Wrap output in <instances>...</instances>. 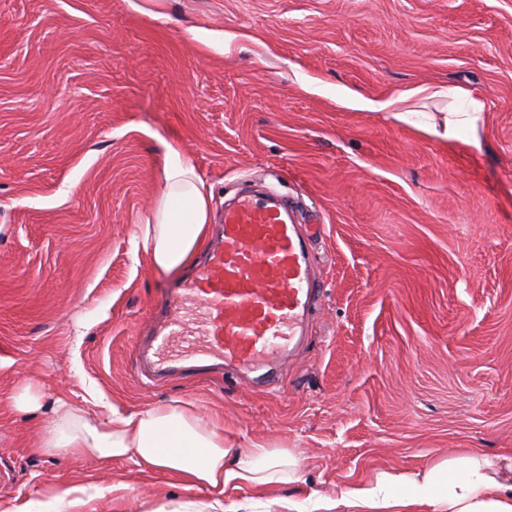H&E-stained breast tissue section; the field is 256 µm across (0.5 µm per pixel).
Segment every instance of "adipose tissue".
<instances>
[{"instance_id":"1","label":"adipose tissue","mask_w":512,"mask_h":512,"mask_svg":"<svg viewBox=\"0 0 512 512\" xmlns=\"http://www.w3.org/2000/svg\"><path fill=\"white\" fill-rule=\"evenodd\" d=\"M414 99L440 100L433 114L409 109ZM339 106L352 110L388 112L425 136L478 150L483 146L486 105L459 86L417 85L384 100L343 93ZM213 187L192 159L166 145L159 172L155 207L134 239L162 270L175 272L202 248L209 224ZM40 449L46 454L91 456L102 462L126 461L135 468L169 473L204 489L208 502L177 504L172 512H239L225 505L227 488L243 484L266 487L297 484L300 461L289 450L252 443L248 449L225 440L216 425L174 401L143 410L113 409L99 418L86 403L57 401L42 431ZM491 460L475 452L461 461L444 460L423 472L382 471L373 479L339 488L335 497L309 493L304 499L282 500L285 512H512V463L503 476L490 473ZM83 488L65 495L45 493L15 504L11 512H93Z\"/></svg>"}]
</instances>
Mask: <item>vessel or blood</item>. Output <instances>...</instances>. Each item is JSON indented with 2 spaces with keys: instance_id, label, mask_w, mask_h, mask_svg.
I'll return each mask as SVG.
<instances>
[{
  "instance_id": "obj_1",
  "label": "vessel or blood",
  "mask_w": 512,
  "mask_h": 512,
  "mask_svg": "<svg viewBox=\"0 0 512 512\" xmlns=\"http://www.w3.org/2000/svg\"><path fill=\"white\" fill-rule=\"evenodd\" d=\"M314 233L292 223L281 197L245 193L225 207L206 260L165 296L170 316L143 353L155 375L190 360L265 369L294 349L320 298Z\"/></svg>"
}]
</instances>
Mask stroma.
I'll list each match as a JSON object with an SVG mask.
<instances>
[{"mask_svg": "<svg viewBox=\"0 0 512 512\" xmlns=\"http://www.w3.org/2000/svg\"><path fill=\"white\" fill-rule=\"evenodd\" d=\"M424 83L482 98V151L336 105ZM167 142L212 184L211 230L267 178L322 226L319 308L281 387L139 369L175 279L130 246ZM26 387L43 411L16 408ZM76 392L103 419L190 403L242 447L297 454L303 483L227 490L246 512L473 448L512 457V0H0V512L118 482L97 512L205 500L39 452L46 408Z\"/></svg>", "mask_w": 512, "mask_h": 512, "instance_id": "stroma-1", "label": "stroma"}]
</instances>
